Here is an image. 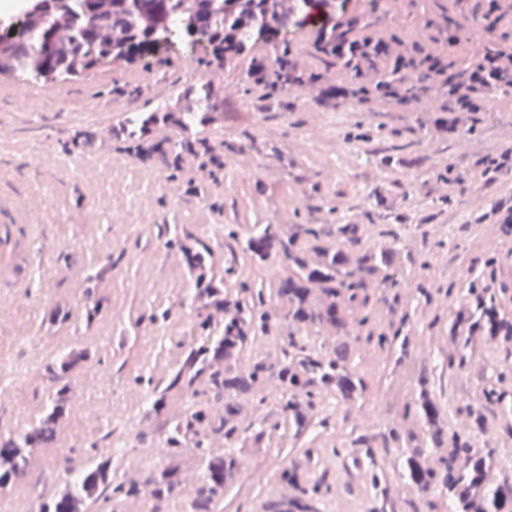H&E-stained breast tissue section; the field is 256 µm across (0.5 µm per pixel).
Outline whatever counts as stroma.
<instances>
[{
  "label": "stroma",
  "mask_w": 512,
  "mask_h": 512,
  "mask_svg": "<svg viewBox=\"0 0 512 512\" xmlns=\"http://www.w3.org/2000/svg\"><path fill=\"white\" fill-rule=\"evenodd\" d=\"M474 2L383 0L376 36L409 37L419 4L437 21L450 10L469 17ZM204 56L200 45L173 36L157 54L75 75L0 73V124L13 132L0 144V200H34L14 228L18 270L0 285V433L36 423L51 388L49 363L72 350L91 351L69 379L72 410L50 447L37 449L25 475L0 492V512H38L42 499L63 488L65 477L49 474L60 453L67 470H78L99 447L111 454L119 479L140 483L167 467L162 424L148 412L151 391L165 385L199 338L190 304L194 284L182 254L168 245L174 234L205 243L216 275L235 295L281 274L279 266H258L245 256L260 225L353 222L364 225L368 247L391 250L399 294L369 289L366 307L344 312L349 322L367 319L347 336L302 328L276 304V336L257 338L248 354L279 361L293 335L318 353L344 351L366 389L350 406L315 394L309 410L315 425L299 437L271 387L238 396V421L248 432L232 444L240 469L218 512H266L296 497L281 477L294 468L310 479L324 477L321 512H451L447 493L412 483L404 463L416 453L429 466H442L453 433L483 404L485 391L512 393L511 340L483 343L477 362L448 366L454 348L448 329L490 258H497L504 285L498 305L512 315V234L502 233L493 215L512 206V171H472L477 158L512 150V92L493 95L480 122L457 113V130L449 134L431 122L437 105L427 98L410 109L376 99L348 111L316 86L280 97L261 85L242 91L241 77L253 61L273 59L260 49L225 65L232 89L223 95L224 116L196 129L222 156L221 170L187 155L173 172L158 156L130 155L116 138L74 146L78 133L114 130L129 113L174 106L201 86L210 69ZM22 87L29 92L25 102L17 96ZM71 156L110 163L111 185H101L90 169H62ZM484 212L488 220L474 223ZM107 263L111 275L92 285L100 313L86 320V295L73 283ZM58 307L68 310L67 321L51 320ZM397 330L407 346L379 345ZM421 374L441 406L445 435L438 443L417 409ZM361 435L374 440L389 503L357 475L360 452L352 443ZM469 443L492 455L488 484L512 477V407L486 412L483 430ZM179 460L180 496L157 503L143 494L114 508L101 505V512H190L200 476L195 448L185 445Z\"/></svg>",
  "instance_id": "1"
}]
</instances>
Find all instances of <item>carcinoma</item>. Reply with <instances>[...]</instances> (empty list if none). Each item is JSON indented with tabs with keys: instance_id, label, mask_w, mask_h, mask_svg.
<instances>
[{
	"instance_id": "obj_1",
	"label": "carcinoma",
	"mask_w": 512,
	"mask_h": 512,
	"mask_svg": "<svg viewBox=\"0 0 512 512\" xmlns=\"http://www.w3.org/2000/svg\"><path fill=\"white\" fill-rule=\"evenodd\" d=\"M45 2V11L29 12L21 19L20 36L0 34V72L78 73L105 59L129 60L146 55L181 30L192 42L206 45L211 59L219 63L246 57L261 43L275 44L277 54L264 73L259 75L250 68L245 74V82L263 84L272 95L298 85H321L332 68L349 77L352 87L342 98L354 106L373 99L408 105L431 88L430 56L425 54L421 41H413L410 49L398 56L400 71L392 69L378 79H368L358 65L357 58L365 50L373 52L368 61L377 64L382 60L374 53L379 40L370 33L379 0H364L361 5L353 0H295L286 14L270 10L266 0ZM313 15L318 16V37L308 48L321 57L324 69L298 73L293 68L294 45L281 33L291 23L304 25ZM471 21L488 30L487 39L473 45L469 58L454 53L440 57L448 68V82L437 88L442 111H485L493 89L476 87L461 98L457 88L467 83L470 67L476 62L491 59L512 44V29L498 30V20L489 19L484 9L475 10ZM183 99L186 104L178 112L133 113L115 136L136 154L151 147L168 167L179 169L182 154L209 152L207 142L188 135V131L218 119L214 102L205 90L188 91ZM161 126L177 127L186 136L166 148L150 143L153 131ZM362 238L359 224H290L285 230L267 224L248 240L247 251L256 263L272 260L286 264L288 276L280 281L276 293L288 305L289 320L307 329L331 327L347 335L350 326L343 316V303H366L371 288L400 287L388 255L366 247ZM175 244L195 283L192 304L199 310L227 309L229 314L222 329L211 326L207 318L198 323L206 332L203 343L190 349L182 367L154 401L153 411L162 414L164 394L172 389L196 395L198 383L209 387L211 399L192 405L177 422H166L165 447L173 459L187 438L196 440L200 478L191 512H215L239 460L231 450L221 456L212 454L205 447V438L230 442L239 437L235 396L254 391L271 378L276 380L280 410L298 435L309 427L308 408L315 394L333 393L336 399L352 403L361 397L364 384L342 352L315 353L292 336L282 348V362L276 367L254 358L243 360L247 345L269 334L276 323V314L266 308L263 289L252 291L248 297H232L224 292L223 280L214 274L211 252L203 244L187 235L175 237ZM450 336L455 347L448 355V366H462L479 349L476 337H512V318L500 312L491 288L475 281ZM86 359V352L74 351L47 365L54 386L39 425L6 438L0 436V492L25 474L34 450L52 440L69 402V385L64 379ZM426 384L427 380L419 379L417 404L438 441L442 439V430L437 428L440 411ZM453 443L454 453L439 469L428 466L417 455L407 457L405 471L410 481L425 488L447 490L452 512H512V482L488 485L490 457L473 451L465 434H454ZM319 490L318 483L305 485L297 498L274 504L268 512H321L316 498ZM144 492L157 501L181 493L178 468L171 464L143 484L119 481L112 475V456L97 453L61 492L40 503L39 512H90L101 500L137 497Z\"/></svg>"
}]
</instances>
